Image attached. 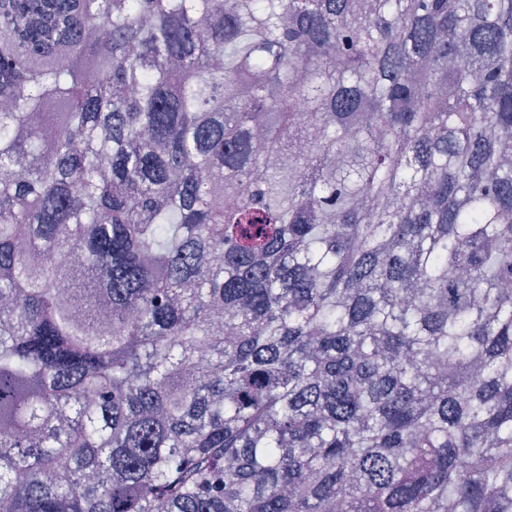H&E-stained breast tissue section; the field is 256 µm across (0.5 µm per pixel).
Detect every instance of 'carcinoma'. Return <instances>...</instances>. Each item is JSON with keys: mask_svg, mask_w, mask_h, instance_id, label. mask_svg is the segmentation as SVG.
<instances>
[{"mask_svg": "<svg viewBox=\"0 0 512 512\" xmlns=\"http://www.w3.org/2000/svg\"><path fill=\"white\" fill-rule=\"evenodd\" d=\"M0 512H512V0H0Z\"/></svg>", "mask_w": 512, "mask_h": 512, "instance_id": "obj_1", "label": "carcinoma"}]
</instances>
